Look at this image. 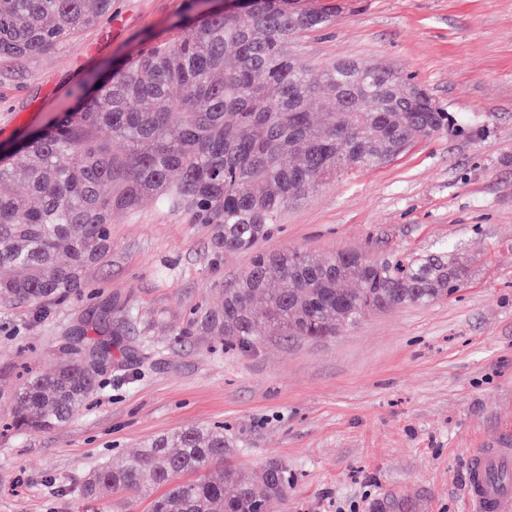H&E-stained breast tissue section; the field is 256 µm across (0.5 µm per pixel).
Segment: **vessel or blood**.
<instances>
[{"mask_svg": "<svg viewBox=\"0 0 512 512\" xmlns=\"http://www.w3.org/2000/svg\"><path fill=\"white\" fill-rule=\"evenodd\" d=\"M512 466V448H476L470 453L468 492L475 512H512V487L499 479Z\"/></svg>", "mask_w": 512, "mask_h": 512, "instance_id": "obj_1", "label": "vessel or blood"}]
</instances>
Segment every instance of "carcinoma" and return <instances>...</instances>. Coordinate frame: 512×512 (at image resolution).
<instances>
[{
	"label": "carcinoma",
	"mask_w": 512,
	"mask_h": 512,
	"mask_svg": "<svg viewBox=\"0 0 512 512\" xmlns=\"http://www.w3.org/2000/svg\"><path fill=\"white\" fill-rule=\"evenodd\" d=\"M199 2L191 0L186 33L152 40L91 89H77L67 112L0 159V296L41 309L78 290L86 268L110 254L112 213L145 200L210 225L217 253H254L224 289V305L189 328L231 347L254 346L271 325L289 337L334 336L371 311L460 291L468 269L446 247L385 260L256 250L278 214L324 181L461 125L420 85L384 80L377 67L341 61L312 74L287 47L323 27V12L248 0L240 11L205 13ZM111 10L112 0H0V59L62 47ZM316 98L336 101V111L314 116ZM352 281L357 287H347ZM77 333L54 371L13 394L7 415L16 430L65 425L122 348L117 330L86 323ZM229 447L224 428L211 424L159 435L95 469L81 492L166 486L152 512H264L288 491V467L272 461L244 475L221 466ZM199 471V481L174 482Z\"/></svg>",
	"instance_id": "carcinoma-1"
}]
</instances>
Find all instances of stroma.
Here are the masks:
<instances>
[{
  "label": "stroma",
  "mask_w": 512,
  "mask_h": 512,
  "mask_svg": "<svg viewBox=\"0 0 512 512\" xmlns=\"http://www.w3.org/2000/svg\"><path fill=\"white\" fill-rule=\"evenodd\" d=\"M327 27L290 54L413 76L465 132L415 142L380 167L337 176L280 214L259 245L317 257L400 258L453 247L471 277L426 305L367 314L319 340L271 327L253 348L188 333L221 305L248 253H215L209 225L155 202L114 215L107 263L44 313L0 303V407L48 373L73 326L122 330L69 422L18 432L0 421V512H151L153 498L76 493L143 441L220 423L227 463L277 460L293 483L268 512H472L469 451L512 444V0H294ZM188 0H112V12L49 53L0 63V155L72 103L96 72L185 20Z\"/></svg>",
  "instance_id": "stroma-1"
}]
</instances>
